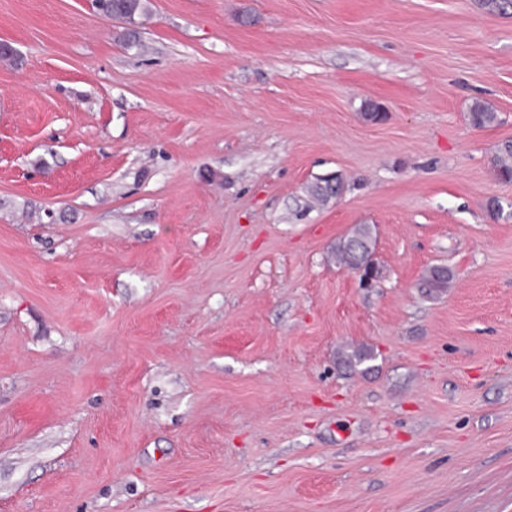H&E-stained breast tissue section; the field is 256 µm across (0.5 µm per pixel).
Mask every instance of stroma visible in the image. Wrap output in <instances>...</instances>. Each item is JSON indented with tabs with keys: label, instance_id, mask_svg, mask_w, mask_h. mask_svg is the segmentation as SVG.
Returning <instances> with one entry per match:
<instances>
[{
	"label": "stroma",
	"instance_id": "1",
	"mask_svg": "<svg viewBox=\"0 0 512 512\" xmlns=\"http://www.w3.org/2000/svg\"><path fill=\"white\" fill-rule=\"evenodd\" d=\"M146 8L0 0V512H512V15ZM145 2V0H106L103 4L104 15L131 22L136 15L145 14ZM469 120L473 127L483 129L495 126L499 117L497 112L487 104L476 101L470 109ZM494 176L503 182H512V142H505L493 160ZM345 187L344 180L341 176L336 175L333 185L327 178H320L308 186L307 191L314 199L325 202L331 198L339 196ZM375 241L374 228L370 224H358L336 247L340 260L349 269H356V274L362 277V285L367 287L372 286L375 280L373 269L375 267L372 265L358 267L361 263H369Z\"/></svg>",
	"mask_w": 512,
	"mask_h": 512
}]
</instances>
